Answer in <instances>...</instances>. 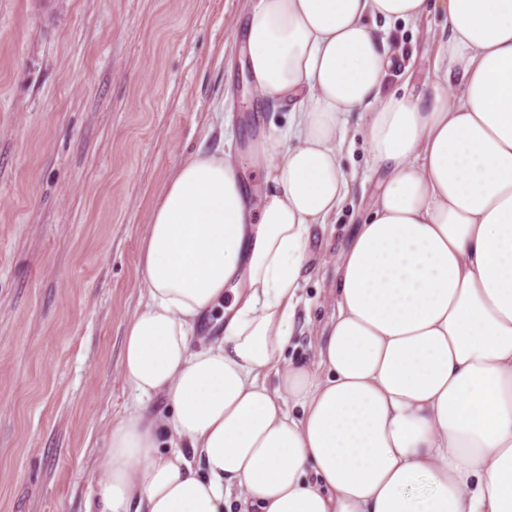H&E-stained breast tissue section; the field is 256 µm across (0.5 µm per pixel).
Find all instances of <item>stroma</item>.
I'll use <instances>...</instances> for the list:
<instances>
[{"instance_id":"obj_1","label":"stroma","mask_w":512,"mask_h":512,"mask_svg":"<svg viewBox=\"0 0 512 512\" xmlns=\"http://www.w3.org/2000/svg\"><path fill=\"white\" fill-rule=\"evenodd\" d=\"M258 0H0V512H86L109 429L134 394L121 372L144 303L140 248L163 182L223 146L248 181L254 144L288 126L259 99L241 31ZM436 9L384 35L386 88L423 94L447 37ZM354 181L315 228L286 358L312 360L334 257L377 192L350 117Z\"/></svg>"}]
</instances>
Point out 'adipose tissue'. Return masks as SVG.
Segmentation results:
<instances>
[{
  "label": "adipose tissue",
  "mask_w": 512,
  "mask_h": 512,
  "mask_svg": "<svg viewBox=\"0 0 512 512\" xmlns=\"http://www.w3.org/2000/svg\"><path fill=\"white\" fill-rule=\"evenodd\" d=\"M434 7L428 94L383 93L379 22ZM243 51L288 132L259 147V194L221 149L164 183L124 331L135 399L87 512H512V0H259ZM357 110L382 187L315 362L287 361Z\"/></svg>",
  "instance_id": "ef3b65f1"
}]
</instances>
